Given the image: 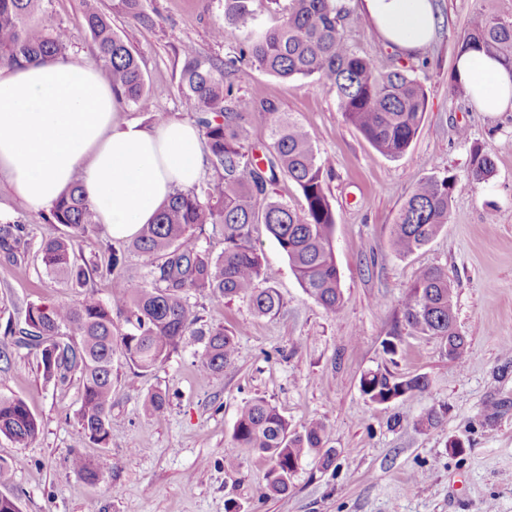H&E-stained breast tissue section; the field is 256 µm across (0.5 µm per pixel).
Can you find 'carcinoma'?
Wrapping results in <instances>:
<instances>
[{"label":"carcinoma","mask_w":512,"mask_h":512,"mask_svg":"<svg viewBox=\"0 0 512 512\" xmlns=\"http://www.w3.org/2000/svg\"><path fill=\"white\" fill-rule=\"evenodd\" d=\"M253 0H224V21L245 23L253 16ZM52 0H0V68H20L45 61H66L70 31L56 22ZM123 14L145 28L154 26L145 0H112L110 11L86 0L84 30L89 51L112 91L122 103L140 112L151 111L145 77L139 61L123 36L112 27L111 14ZM348 12L341 0H291L287 20L279 27L256 34L240 57L281 79L314 78L333 88L345 121L354 126L380 154L397 158L416 137L427 92L409 71L379 70L373 61L348 42L342 22ZM461 46L485 51L512 67V21L478 14ZM222 62L182 50L179 94L186 110L198 114L213 176L196 191L177 189L145 224L131 248L147 260L146 281L134 283L114 275L120 258L106 246L107 261L100 265L77 252L75 242L97 226L96 208L73 186L51 209L53 223L65 227L60 236L40 246L46 274L85 286L104 271L112 276V297L102 302L87 294L73 303L49 309L27 307L24 326L10 330L14 345L36 351L43 380L65 381L76 376L82 386L78 422L90 440L107 445L112 425V363L115 355L143 372L166 362L192 338L201 345L200 366L220 374L235 354V333L222 326L197 329L199 317L189 301L190 292H207L217 299L237 297L248 302L258 317L274 316L282 307L276 289L265 285L262 257L252 230L262 224L276 240L305 292L327 312L342 306L340 275L332 249L335 213L324 189L325 166L315 152L304 125L286 112L251 101L226 104L232 88L224 84ZM255 113L270 132V157L265 167L253 165L246 155L243 122ZM292 180L305 205L296 211L267 194L277 173ZM495 173L491 154L475 145L470 152L468 176L486 182ZM455 178L420 177L393 225V251L407 256L429 244L448 223ZM218 224L224 250L215 255L199 244L197 230ZM24 228L0 226V252L17 258ZM125 316L127 331L115 335L113 314ZM397 323L417 336H435L442 343L454 339L452 360L467 355L465 338L456 328L452 289L441 268L423 270L408 289ZM426 377L396 378L380 370L361 379L365 400L384 405L407 391L422 392ZM167 407L166 394L155 391L145 400L152 415ZM37 417L20 398L0 394V436L28 446L38 436ZM253 448L269 458L266 490L288 492L295 465L310 452L329 467L335 452L326 447V428L313 421L304 430L290 429L277 407L263 399L245 404L234 424L228 467L236 465L235 452ZM72 466L89 482L99 468L80 453Z\"/></svg>","instance_id":"obj_1"}]
</instances>
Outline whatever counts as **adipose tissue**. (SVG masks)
I'll list each match as a JSON object with an SVG mask.
<instances>
[{"mask_svg":"<svg viewBox=\"0 0 512 512\" xmlns=\"http://www.w3.org/2000/svg\"><path fill=\"white\" fill-rule=\"evenodd\" d=\"M380 34L405 53L434 35L431 0H364ZM455 78L480 112H512V68L476 49L461 52ZM120 103L100 69L85 59L0 69V177L29 212L50 210L80 186L112 237L151 223L175 188L200 179L198 127L163 120L119 121Z\"/></svg>","mask_w":512,"mask_h":512,"instance_id":"obj_1","label":"adipose tissue"}]
</instances>
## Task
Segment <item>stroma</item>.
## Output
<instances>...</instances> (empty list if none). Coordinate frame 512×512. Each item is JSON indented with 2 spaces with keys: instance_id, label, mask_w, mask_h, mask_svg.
Here are the masks:
<instances>
[{
  "instance_id": "stroma-1",
  "label": "stroma",
  "mask_w": 512,
  "mask_h": 512,
  "mask_svg": "<svg viewBox=\"0 0 512 512\" xmlns=\"http://www.w3.org/2000/svg\"><path fill=\"white\" fill-rule=\"evenodd\" d=\"M290 2L254 0L245 25L225 22L224 0H147L156 18L150 29L113 15L153 102L149 112L122 106L121 118L146 126L160 116L195 122L177 88L182 48L236 59L251 31L286 20ZM343 2L355 49L379 68L411 70L427 90L418 134L402 156L377 152L345 122L335 91L316 80H284L247 62H237L226 77L235 100L258 91L268 105L302 122L325 164V192L336 214L340 311L327 313L305 293L278 243L257 225L266 281L282 298L279 314L257 317L245 300L191 294L202 324L238 329L232 365L219 375L202 371L190 340L145 374L115 358L107 446L92 443L77 422L79 382L45 383L35 352L17 348L6 329L22 326L31 303L74 301L86 291L108 299L112 280L97 276L81 289L48 276L38 249L63 228L50 223L48 213L26 211L0 180V206L10 211L8 223L24 225L28 240L15 261L0 257V393L24 400L40 422L28 447L0 437V459L11 464L0 478V496L15 499L20 512H512V112H480L467 96L448 91L475 15L512 21V0H433L434 39L414 56L383 40L362 15L360 0ZM218 23L224 35L217 41L212 28ZM476 144L496 162L485 183L467 173ZM424 175L454 176L448 222L430 244L401 257L391 247L392 227ZM108 242L126 251L122 275L140 280L143 257L105 226L79 247L90 257ZM428 267L448 274L456 326L468 346L464 364L449 360L438 338L392 334L409 286ZM389 338L397 354L384 352ZM378 368L400 378L424 376L429 386L369 404L360 379ZM157 390L169 403L151 416L143 404ZM259 398L276 406L293 430L323 422L336 450L327 468L315 458L303 460L285 495L266 492L271 463L265 456L242 448L235 468L224 463L240 408ZM432 410L443 416L435 427L424 422ZM455 442L463 443V453L452 450ZM76 452L101 466L99 480L88 482L73 470Z\"/></svg>"
}]
</instances>
